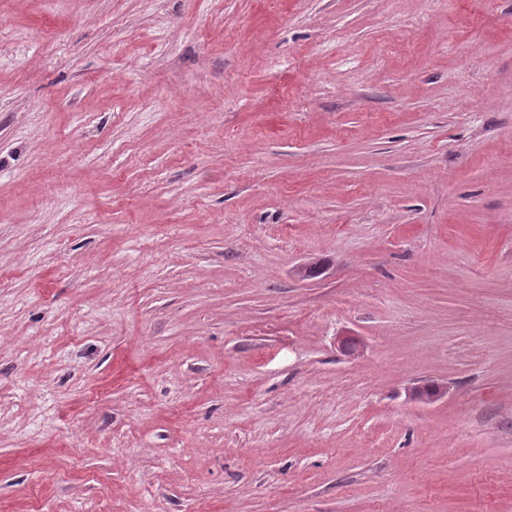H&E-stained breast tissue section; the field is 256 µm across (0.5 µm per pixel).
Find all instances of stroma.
Listing matches in <instances>:
<instances>
[{
	"label": "stroma",
	"instance_id": "stroma-1",
	"mask_svg": "<svg viewBox=\"0 0 512 512\" xmlns=\"http://www.w3.org/2000/svg\"><path fill=\"white\" fill-rule=\"evenodd\" d=\"M0 512H512V0H0Z\"/></svg>",
	"mask_w": 512,
	"mask_h": 512
}]
</instances>
